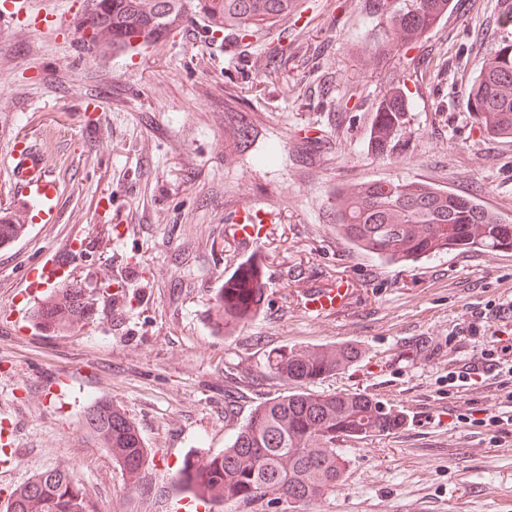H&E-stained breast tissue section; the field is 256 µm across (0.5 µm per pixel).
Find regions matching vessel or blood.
<instances>
[{
  "instance_id": "1",
  "label": "vessel or blood",
  "mask_w": 512,
  "mask_h": 512,
  "mask_svg": "<svg viewBox=\"0 0 512 512\" xmlns=\"http://www.w3.org/2000/svg\"><path fill=\"white\" fill-rule=\"evenodd\" d=\"M18 15L25 16L33 27L41 25L53 30H65L70 26L67 12L41 16L33 11L30 0H0V17L11 20ZM7 165L18 188V211L23 219L16 223L15 228L17 235L21 236L32 226V213H51L59 186L47 172L41 149L30 139H19L11 144ZM229 220L237 226L242 247L250 249L258 246L262 229L274 223L275 216L266 211L242 207L232 212ZM347 295V289L339 286L313 288L305 293L303 307L305 311L319 315L333 313L344 307Z\"/></svg>"
}]
</instances>
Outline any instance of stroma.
Returning a JSON list of instances; mask_svg holds the SVG:
<instances>
[{"instance_id":"obj_1","label":"stroma","mask_w":512,"mask_h":512,"mask_svg":"<svg viewBox=\"0 0 512 512\" xmlns=\"http://www.w3.org/2000/svg\"><path fill=\"white\" fill-rule=\"evenodd\" d=\"M409 2L296 0L244 39L192 20L161 47L102 58L72 34L0 24V155L35 136L59 184L54 221L0 246V430L20 450L0 468V508L65 470L97 512H168L156 495L127 496L87 407L121 409L171 473L198 450L223 452L257 403L295 390L268 367L277 352L345 343L359 359L310 391L368 396L406 424L342 441L343 480L311 512H512V435L490 442L448 397L458 361L492 333L512 343V251L443 250L402 266L336 232V189L373 180L422 181L512 220V138L484 134L466 94L512 34L499 24L512 0H452L422 40L385 47L390 12ZM390 93L405 112L380 138ZM228 104L260 132L250 152L226 148ZM271 144L276 162L258 165ZM245 203L278 216L260 244L268 300L227 330L217 300L249 254L226 217ZM52 256L92 311L46 331L31 321L41 304L27 273ZM341 281L353 288L342 311L304 310L308 289Z\"/></svg>"}]
</instances>
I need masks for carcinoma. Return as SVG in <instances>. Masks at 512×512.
Wrapping results in <instances>:
<instances>
[{"instance_id":"cac0c4a2","label":"carcinoma","mask_w":512,"mask_h":512,"mask_svg":"<svg viewBox=\"0 0 512 512\" xmlns=\"http://www.w3.org/2000/svg\"><path fill=\"white\" fill-rule=\"evenodd\" d=\"M76 30L87 52L103 56L114 49L142 48L155 43L184 19L203 21L212 32L234 27L243 37L288 14L294 0H86ZM438 0H412L394 11L393 34L420 38L439 23L446 8ZM477 126L496 137H512V41H503L478 64L468 87ZM400 95L385 97L377 110L376 130L386 134L400 123ZM224 125L232 131L230 147L243 152L258 132L244 112L230 107ZM336 230L355 248L389 263H414L447 249L481 247L493 252L512 250V223L489 217L475 199L408 181L376 180L357 192L336 190ZM71 313L83 318L87 302L80 288H65ZM349 345L336 361L315 357L313 351H281L270 369L299 385L311 384L355 361ZM86 426L96 437L120 449L116 459L129 495L152 489L153 458L134 424L106 402L85 412ZM392 409L361 395H321L298 389L254 406L224 448L212 456L209 470L191 471L188 464L170 476L169 489L180 494L215 492L211 504L235 501L288 503V512L334 492L344 475L343 449L336 441L381 435L394 424ZM6 512H91L79 479L70 473L46 471L19 488Z\"/></svg>"}]
</instances>
